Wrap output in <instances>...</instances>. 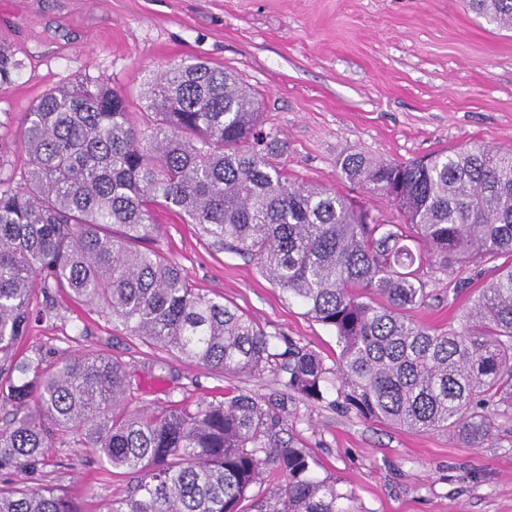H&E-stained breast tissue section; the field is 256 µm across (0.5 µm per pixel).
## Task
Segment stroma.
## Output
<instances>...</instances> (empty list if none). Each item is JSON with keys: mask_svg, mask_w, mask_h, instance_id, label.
Returning a JSON list of instances; mask_svg holds the SVG:
<instances>
[{"mask_svg": "<svg viewBox=\"0 0 512 512\" xmlns=\"http://www.w3.org/2000/svg\"><path fill=\"white\" fill-rule=\"evenodd\" d=\"M0 53L18 63L0 87L6 175L22 162L19 130L45 93L103 80L139 112L150 73L198 59L259 92L263 128L286 142L277 161L293 179L338 190L385 221L399 220L386 198L342 180L344 153L406 163L473 143L512 150V32L487 25L465 0H0ZM159 222L150 248L176 261L194 287L334 359V332L285 302L254 262L214 250L175 214ZM496 267L434 273L430 299L410 318L458 327ZM51 299L60 317L32 323L27 347L54 363L106 353L140 367L127 410L283 392L271 376L208 372L172 354L171 377L156 380L145 368L158 351L64 292ZM286 410L289 434L309 448L316 475L338 479L357 512H512L511 408H493L492 434L473 448L295 394ZM49 456L42 482L61 484L85 512H104L133 481L121 470L104 474L87 448H53Z\"/></svg>", "mask_w": 512, "mask_h": 512, "instance_id": "stroma-1", "label": "stroma"}]
</instances>
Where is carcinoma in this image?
Segmentation results:
<instances>
[{"label": "carcinoma", "instance_id": "carcinoma-1", "mask_svg": "<svg viewBox=\"0 0 512 512\" xmlns=\"http://www.w3.org/2000/svg\"><path fill=\"white\" fill-rule=\"evenodd\" d=\"M512 30V0H466ZM147 111L104 81L44 94L20 134L19 179L0 178V470L32 485L0 488V512H80L57 484L37 482L56 446L90 448L102 470L136 475L106 512H240L277 477L258 512H354L336 479L320 478L271 399L239 393L134 413L136 374L104 354L56 367L21 349L34 284L62 288L147 346L212 372L268 374L308 401L467 445L491 434L489 407H512V151L482 144L409 164L362 151L341 177L378 192L387 224L337 190L296 183L272 158L284 143L259 130L261 101L232 72L173 63L148 76ZM195 224L209 244L255 262L283 298L335 333L332 364L267 332L180 266L141 244L159 215ZM503 257L459 327L411 319L433 270Z\"/></svg>", "mask_w": 512, "mask_h": 512}]
</instances>
